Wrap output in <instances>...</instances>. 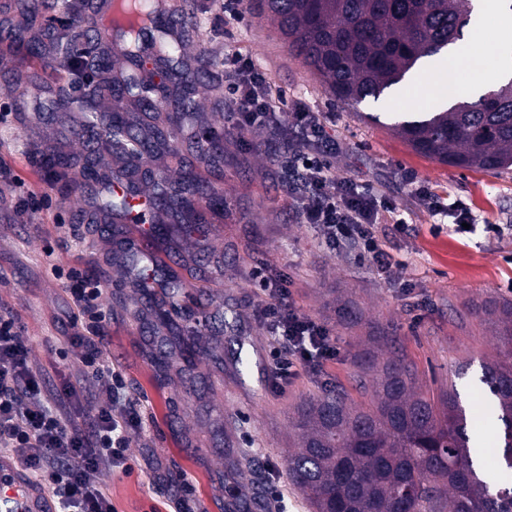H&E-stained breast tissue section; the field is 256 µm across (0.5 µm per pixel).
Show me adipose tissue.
Instances as JSON below:
<instances>
[{"label": "adipose tissue", "mask_w": 512, "mask_h": 512, "mask_svg": "<svg viewBox=\"0 0 512 512\" xmlns=\"http://www.w3.org/2000/svg\"><path fill=\"white\" fill-rule=\"evenodd\" d=\"M493 18L499 21L501 33L489 42L484 40L483 32ZM486 54L494 60V68L489 73L482 67V57ZM451 68L459 71L463 78L460 95L471 98L512 77V0H473V11L462 40L418 67L414 81L422 83L431 74L444 73Z\"/></svg>", "instance_id": "ef3b65f1"}]
</instances>
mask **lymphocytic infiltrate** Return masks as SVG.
<instances>
[{"instance_id": "lymphocytic-infiltrate-1", "label": "lymphocytic infiltrate", "mask_w": 512, "mask_h": 512, "mask_svg": "<svg viewBox=\"0 0 512 512\" xmlns=\"http://www.w3.org/2000/svg\"><path fill=\"white\" fill-rule=\"evenodd\" d=\"M223 67L230 77L224 108L233 128L246 134L275 120L279 99L268 74L239 52L225 56ZM290 117L299 136L281 144L295 175L289 186L295 220L319 232L329 251L356 250L378 275L390 276L396 262L376 226L383 214H395V201L373 186L334 174L340 145L318 113L297 103ZM405 184L432 215L452 217L451 231L462 232L470 220L463 202L445 204L412 173ZM49 269L70 299L68 344L81 349L82 370L76 380L50 382L30 361L19 315L0 304V450L34 475L38 487L54 498L57 512H117L110 493L92 476L103 468L129 473L130 448L143 430L139 404L105 354L110 316L101 303L100 283L75 265L52 260ZM253 280L273 339L275 386H288L302 371L321 373L338 355L330 330L301 311L286 278L271 279L259 268Z\"/></svg>"}]
</instances>
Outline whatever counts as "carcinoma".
Here are the masks:
<instances>
[{
	"label": "carcinoma",
	"instance_id": "1",
	"mask_svg": "<svg viewBox=\"0 0 512 512\" xmlns=\"http://www.w3.org/2000/svg\"><path fill=\"white\" fill-rule=\"evenodd\" d=\"M25 17L16 27L0 28L16 53L38 59L45 50L27 36L39 13L33 0H23ZM114 0H103L100 11L81 17V24L65 25L57 33L51 52L59 65L81 79L90 71L77 58L72 45L91 42V32L107 24L111 42L124 48L126 66H107L87 80L88 92L75 98L61 86L50 101L51 112L78 113L82 129L97 147L120 159H151L155 139L167 145L181 138L187 117L197 108L183 76H207V61L197 58L185 66L183 42L171 47L165 65L177 76L171 92L159 91L139 78L138 59L145 37L167 44L184 37L193 24L195 3L180 6L182 26L163 20L156 6L145 16L121 4L123 17L106 19ZM288 42L289 55L298 59L332 92L341 104L377 100L425 58L438 54L462 37L472 0H259ZM1 77L21 89L18 111H25L28 88L45 83L46 71L26 75L7 72ZM396 132L418 153L440 163L465 169L498 170L512 167V80L480 99L461 101L447 109L402 121ZM96 151L85 156L84 181L97 187V209L110 230L113 219L129 212L128 197L102 185ZM39 168L68 185L72 160L67 154L44 153ZM205 201L226 207L224 196L186 170L177 189L165 179L155 181L153 208L184 228L196 225V204ZM129 273L141 275L145 260L133 252L122 254ZM162 288L141 293L148 310V328L162 329L154 363L162 375L175 362H192L199 321L180 317L186 308L182 287L174 276L160 273ZM496 330L498 353L481 365L479 378L492 403L499 448L498 474L487 478L480 438L469 434L466 408L455 384L433 398L419 380L416 363L397 346V339L364 319L353 304L338 307L347 328H368L366 347L354 355L356 378L368 396L358 406L347 392L328 387L301 403L293 426L298 446L288 459V476L313 512H512V302L486 301L472 309Z\"/></svg>",
	"mask_w": 512,
	"mask_h": 512
}]
</instances>
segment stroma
<instances>
[{"label": "stroma", "instance_id": "1", "mask_svg": "<svg viewBox=\"0 0 512 512\" xmlns=\"http://www.w3.org/2000/svg\"><path fill=\"white\" fill-rule=\"evenodd\" d=\"M219 7L220 0H196L186 54L203 52L213 59L208 80L196 85L193 97L197 125L224 130V171L206 169L202 175L223 194L227 207L208 213L205 239L185 236L176 244L183 256L202 259L197 270L181 272L190 301L209 299L206 315L225 318L230 326L222 365L210 355L213 334L205 330L191 367L173 365L167 379H157L150 338L134 314L135 290L127 285L122 264L112 259L109 235L85 218L93 210L91 188L77 183L59 191L31 158L35 150L50 146L78 157L84 144L71 136L69 120L57 113L24 117L14 112L0 123V161L13 175L47 192L55 207L51 213L14 214V187L10 179L0 180V301L21 314L33 362L51 374L76 377L80 350L64 359L57 356L71 333L68 296L47 268L53 259L81 267L104 289L102 302L111 316L108 352L125 371L130 395L141 401L144 431L132 447L135 472L125 476L102 469L95 481L111 494L118 512H175L176 489L166 476L181 470L192 486L194 512H231L255 480L263 493L254 512H273L276 488L288 512H309L288 477V456L295 448L290 416L326 381L342 386L354 402L364 399L352 359L367 330L345 328L336 315L338 304L348 298L366 319L389 326L400 337L426 389L436 393L455 383L471 410L475 432L485 447H492L490 403L478 375L480 361L495 358L498 344L493 326L471 309L486 300H512V168L470 170L416 153L391 129L416 111L396 90L355 107L337 104L289 55L265 16L250 11L246 23L228 33L214 21ZM230 50L248 53L268 72L283 99L280 122H288L292 104L299 101L335 130L341 145L334 161L338 176L372 184L397 201L413 230L398 234L388 218L378 226L386 250L405 262L392 279L330 252L314 229L294 221L278 138L266 131L245 141L226 124L220 89L228 76L216 60ZM407 172L465 203L476 231L461 237L435 230L428 210L402 182ZM48 240L55 243L50 258L43 251ZM259 266L290 276L297 304L331 329L339 351L324 377L300 376L283 393L270 386L271 341L256 316L261 299L252 272ZM239 340L252 355L245 369L235 362ZM465 360L471 368L455 378L456 365ZM193 376L198 385H190Z\"/></svg>", "mask_w": 512, "mask_h": 512}]
</instances>
